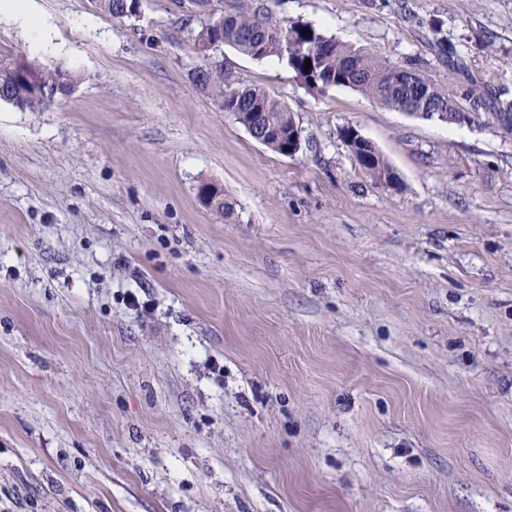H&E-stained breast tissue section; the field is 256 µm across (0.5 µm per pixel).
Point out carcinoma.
Instances as JSON below:
<instances>
[{
  "label": "carcinoma",
  "instance_id": "1",
  "mask_svg": "<svg viewBox=\"0 0 512 512\" xmlns=\"http://www.w3.org/2000/svg\"><path fill=\"white\" fill-rule=\"evenodd\" d=\"M98 2L102 10L116 18L135 14L140 8L135 0ZM190 34L198 52L206 59L210 58V50L222 45L258 60L285 57L311 90L351 88L379 105L404 113L421 112L427 119L458 123L465 117L473 121L479 118L484 105L483 92L472 83L451 94L416 63L388 64L367 51L343 45L300 21L274 23L267 6L262 3L224 15V25L220 28L207 21L197 29H190ZM307 61L311 62L308 69L305 68ZM400 68L407 74L399 83ZM61 76V69L50 70L25 56L0 63V84L13 87L16 107L30 112H40L54 101ZM197 78L202 85L211 87L219 106L244 127L252 123L253 112L262 113L265 120L283 133L296 127L285 104L259 87L234 80L221 63L198 71ZM341 137L355 155L362 172L372 181L386 185L397 181L393 168L372 143L357 144L353 127H343Z\"/></svg>",
  "mask_w": 512,
  "mask_h": 512
}]
</instances>
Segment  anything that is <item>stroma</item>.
Instances as JSON below:
<instances>
[{"label": "stroma", "mask_w": 512, "mask_h": 512, "mask_svg": "<svg viewBox=\"0 0 512 512\" xmlns=\"http://www.w3.org/2000/svg\"><path fill=\"white\" fill-rule=\"evenodd\" d=\"M264 3L512 99V0ZM30 8L44 49L0 14V57L74 81L0 101V512H512V133L214 51L293 113L286 157L195 82L189 0ZM352 126H344L341 129V137L356 157L362 172L372 181L378 184H392L397 182L393 168L385 160L383 155L366 138L358 134L361 142L367 141L366 146L357 144V137L353 136ZM359 142V143H361Z\"/></svg>", "instance_id": "stroma-1"}]
</instances>
